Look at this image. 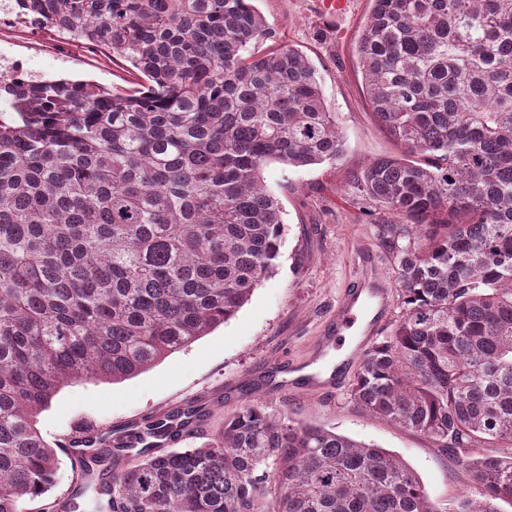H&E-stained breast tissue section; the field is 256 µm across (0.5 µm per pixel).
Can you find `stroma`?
I'll list each match as a JSON object with an SVG mask.
<instances>
[{"label":"stroma","instance_id":"1","mask_svg":"<svg viewBox=\"0 0 512 512\" xmlns=\"http://www.w3.org/2000/svg\"><path fill=\"white\" fill-rule=\"evenodd\" d=\"M255 6L276 29L279 43L301 51L316 69L346 151L332 164L292 167L272 162L264 167L265 184L283 207L280 255L272 275L235 317L132 379L70 385L58 393L37 423L42 437L58 448L55 486L26 501L23 512H71L74 478L68 443L81 424L139 429L157 415L197 406L204 417L196 431L175 442L176 447L192 448L216 433L224 419L256 401L269 411L399 456L420 476L430 498L448 510L475 484L471 472L447 449L357 405L351 395L355 367H348L340 386L314 394L282 385L288 362L310 360L319 369L334 366L336 351L320 354L319 341L356 279L364 254L378 257L374 277L387 292L377 337L387 336L401 314L395 259L382 242L374 215L349 183L352 170L398 148L376 124L356 65L355 46L369 0H352L347 11L333 17L322 13L320 0H256ZM61 45L57 54L34 52L24 43L12 50L50 79L134 88L136 78L124 62H95L86 57L84 45L67 39Z\"/></svg>","mask_w":512,"mask_h":512}]
</instances>
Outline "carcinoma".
I'll use <instances>...</instances> for the list:
<instances>
[{"label": "carcinoma", "instance_id": "obj_1", "mask_svg": "<svg viewBox=\"0 0 512 512\" xmlns=\"http://www.w3.org/2000/svg\"><path fill=\"white\" fill-rule=\"evenodd\" d=\"M146 85L8 87L0 115V512L55 485L37 417L77 382L118 384L233 318L283 231L264 167L334 163L321 79L253 0H18ZM357 65L400 146L350 174L397 260L402 315L352 396L455 453L453 512L512 502V0H370ZM71 460L112 512H444L389 451L250 403L195 448L113 469Z\"/></svg>", "mask_w": 512, "mask_h": 512}]
</instances>
